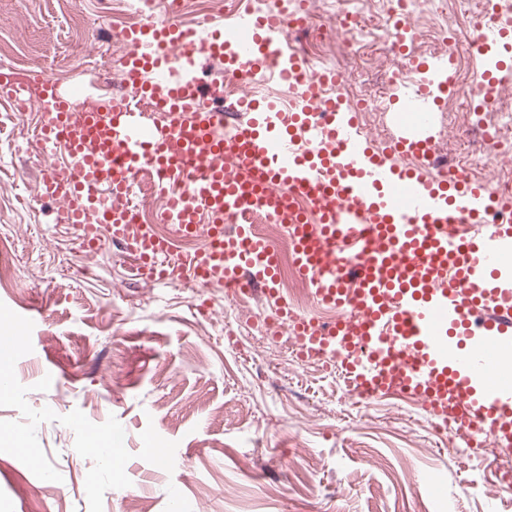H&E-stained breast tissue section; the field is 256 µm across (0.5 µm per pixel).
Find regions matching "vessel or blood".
Returning <instances> with one entry per match:
<instances>
[{"label": "vessel or blood", "instance_id": "1", "mask_svg": "<svg viewBox=\"0 0 512 512\" xmlns=\"http://www.w3.org/2000/svg\"><path fill=\"white\" fill-rule=\"evenodd\" d=\"M303 20L300 12H246L205 41L176 18L149 21L126 35L130 95L100 112L73 116L69 100L41 80L51 106L38 131L49 151L64 154L63 164L50 165L44 193L60 202L59 223L81 228L86 246L109 235L139 273L201 286L220 280L238 293L259 286L276 299V244L255 225L228 232L224 221L250 210L285 225L298 272L319 302L342 310L329 326L279 302L276 324L303 355L326 354L340 339L368 347L369 356L346 365L359 395L401 389L443 422L511 448L512 289L499 281L512 268V224L489 219L512 202L487 197L460 173L391 164L396 154L431 151L426 115L447 82L411 96L395 118L396 136L374 151L354 117L322 98L302 60L280 43L279 32ZM201 51L223 58L228 76L274 69L301 87L295 111L243 96L229 110L248 119L226 130L229 110L209 105L195 77ZM505 68L499 60L484 70L481 100H491ZM147 165L185 181L165 192V237L130 223L123 206ZM485 223L479 236L454 230ZM179 239L202 245L177 263Z\"/></svg>", "mask_w": 512, "mask_h": 512}]
</instances>
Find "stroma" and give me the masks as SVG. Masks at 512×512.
Segmentation results:
<instances>
[{"label":"stroma","mask_w":512,"mask_h":512,"mask_svg":"<svg viewBox=\"0 0 512 512\" xmlns=\"http://www.w3.org/2000/svg\"><path fill=\"white\" fill-rule=\"evenodd\" d=\"M62 94L115 84L112 0H0V34ZM35 113L0 100V313L17 329L0 512H512V453L434 432L423 403L358 404L269 335L272 300L152 280L110 241L82 249L45 198ZM112 439L114 473L86 450Z\"/></svg>","instance_id":"obj_1"}]
</instances>
